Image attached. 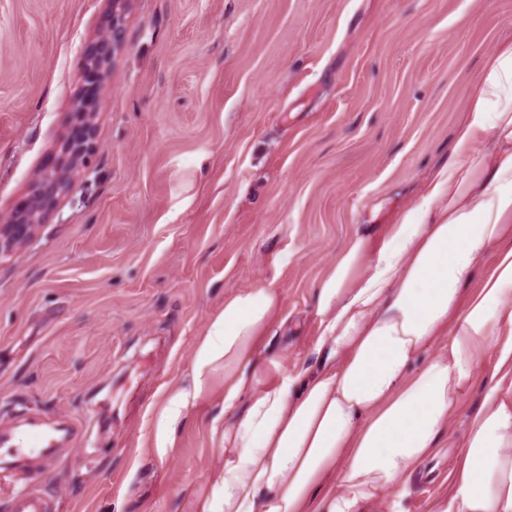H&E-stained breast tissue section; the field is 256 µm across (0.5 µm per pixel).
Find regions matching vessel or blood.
Wrapping results in <instances>:
<instances>
[{"label": "vessel or blood", "instance_id": "obj_1", "mask_svg": "<svg viewBox=\"0 0 512 512\" xmlns=\"http://www.w3.org/2000/svg\"><path fill=\"white\" fill-rule=\"evenodd\" d=\"M97 415V410H88L75 423L24 413L0 426V492L9 494L11 512H52L50 501L33 488L30 475L55 464L66 438L78 437L86 447H97Z\"/></svg>", "mask_w": 512, "mask_h": 512}]
</instances>
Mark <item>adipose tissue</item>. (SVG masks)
I'll return each mask as SVG.
<instances>
[{
  "label": "adipose tissue",
  "mask_w": 512,
  "mask_h": 512,
  "mask_svg": "<svg viewBox=\"0 0 512 512\" xmlns=\"http://www.w3.org/2000/svg\"><path fill=\"white\" fill-rule=\"evenodd\" d=\"M422 204L434 208L432 223L408 210L374 255L355 241L322 282L312 364L267 381L259 341L278 291L225 298L189 384L159 414L167 443L218 369L225 409L245 405L221 433L223 498L202 512H357L403 487L430 455L489 351L512 372V248L466 288L477 261L512 232V43L488 62L455 153ZM443 336L447 346L425 358ZM444 512H512V394L500 383L485 387L470 421Z\"/></svg>",
  "instance_id": "ef3b65f1"
}]
</instances>
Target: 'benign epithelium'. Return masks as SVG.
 <instances>
[{"mask_svg": "<svg viewBox=\"0 0 512 512\" xmlns=\"http://www.w3.org/2000/svg\"><path fill=\"white\" fill-rule=\"evenodd\" d=\"M130 0H112L111 9L96 37L83 48L81 65L87 87L83 106L74 115L71 139L62 155L55 157L36 173L27 198L19 202L5 218H0V253L27 239L34 227L45 222L59 199L72 191L69 171L81 164L97 148L94 113L88 111L98 84L111 72L110 60L122 44Z\"/></svg>", "mask_w": 512, "mask_h": 512, "instance_id": "1", "label": "benign epithelium"}]
</instances>
